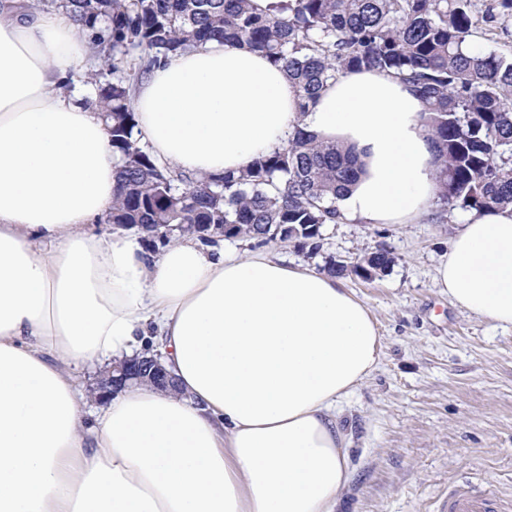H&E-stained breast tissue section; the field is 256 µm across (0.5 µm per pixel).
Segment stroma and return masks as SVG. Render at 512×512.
<instances>
[{
	"label": "stroma",
	"mask_w": 512,
	"mask_h": 512,
	"mask_svg": "<svg viewBox=\"0 0 512 512\" xmlns=\"http://www.w3.org/2000/svg\"><path fill=\"white\" fill-rule=\"evenodd\" d=\"M472 0L475 43L512 52V17L485 24ZM469 211L429 203L410 224L341 218L321 227L319 249L227 240L246 257L266 252L321 268L384 250L394 263L371 281L341 279L369 309L381 337L377 369L339 406L352 477L337 512H435L450 485L512 496V328L462 311L435 285L436 269Z\"/></svg>",
	"instance_id": "obj_1"
}]
</instances>
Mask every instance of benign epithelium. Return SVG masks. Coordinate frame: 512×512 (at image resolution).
Segmentation results:
<instances>
[{
  "label": "benign epithelium",
  "mask_w": 512,
  "mask_h": 512,
  "mask_svg": "<svg viewBox=\"0 0 512 512\" xmlns=\"http://www.w3.org/2000/svg\"><path fill=\"white\" fill-rule=\"evenodd\" d=\"M161 359L162 353L155 351L123 360L100 374L92 390L101 394H112L128 384L141 382H149L164 391L174 390L176 389L175 379L166 371Z\"/></svg>",
  "instance_id": "benign-epithelium-1"
}]
</instances>
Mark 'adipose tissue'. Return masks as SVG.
I'll return each instance as SVG.
<instances>
[{
  "mask_svg": "<svg viewBox=\"0 0 512 512\" xmlns=\"http://www.w3.org/2000/svg\"><path fill=\"white\" fill-rule=\"evenodd\" d=\"M29 2L0 0V512H336L351 480L336 410L381 358L367 307L264 253L85 232L115 186L99 113L63 90L89 48L64 9ZM134 108L139 143L196 177L301 127L360 154L345 217L408 224L437 191L422 104L385 73H346L306 107L264 54L206 43L152 69ZM436 285L512 327V211L470 218ZM149 334L178 393H116L86 426L75 366L139 355Z\"/></svg>",
  "mask_w": 512,
  "mask_h": 512,
  "instance_id": "obj_1",
  "label": "adipose tissue"
}]
</instances>
